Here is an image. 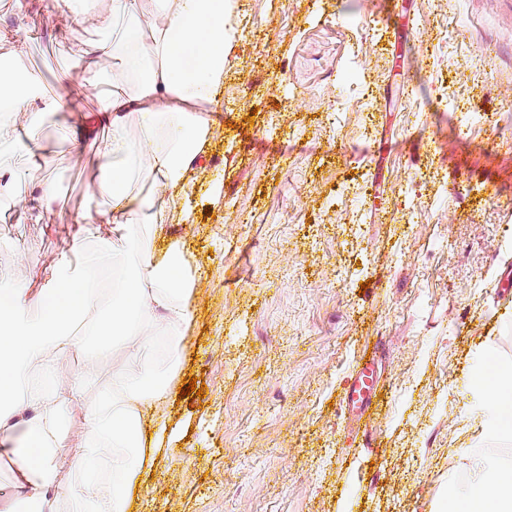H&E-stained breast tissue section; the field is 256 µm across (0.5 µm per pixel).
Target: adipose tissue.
Listing matches in <instances>:
<instances>
[{
    "label": "adipose tissue",
    "instance_id": "ef3b65f1",
    "mask_svg": "<svg viewBox=\"0 0 512 512\" xmlns=\"http://www.w3.org/2000/svg\"><path fill=\"white\" fill-rule=\"evenodd\" d=\"M236 0H109L101 31L115 65L111 75L89 70L79 88L95 98L103 136L88 153L106 176L89 192L109 201L86 224L112 227L104 251L83 257L79 275L57 277L53 289L0 290V434L9 435L12 414L26 423L20 488L27 512H56L72 499L79 512H127V498L142 476L139 423L164 401L177 365L157 364L159 337L178 338L193 317L194 278L182 249L154 244L169 220L171 196H189L187 172L210 141L207 115L224 85L225 58L235 41ZM0 168L17 157L38 160L37 135L44 114L32 102L42 81L19 69H0ZM118 260L132 274L99 313L95 268ZM93 317L90 336L99 346L120 340L124 372L93 406L89 424L76 434L64 416L86 406L85 382H60L59 368L83 340L70 330ZM474 386L486 413L477 424L484 442L512 439V359L497 360L493 378ZM469 481L450 506L437 512H512V461L469 459Z\"/></svg>",
    "mask_w": 512,
    "mask_h": 512
}]
</instances>
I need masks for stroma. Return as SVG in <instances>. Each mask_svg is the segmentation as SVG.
Wrapping results in <instances>:
<instances>
[{
	"label": "stroma",
	"instance_id": "1",
	"mask_svg": "<svg viewBox=\"0 0 512 512\" xmlns=\"http://www.w3.org/2000/svg\"><path fill=\"white\" fill-rule=\"evenodd\" d=\"M51 0H0V54L76 96L45 160L0 172V289L40 292L111 237L100 171L76 161L93 98L76 54L102 36ZM212 133L163 240L199 271L180 376L143 427L131 512H432L480 454L466 386L484 341L512 357V0H237ZM53 184L57 201L45 207ZM87 405L125 364L86 344ZM377 360L372 405H347Z\"/></svg>",
	"mask_w": 512,
	"mask_h": 512
}]
</instances>
